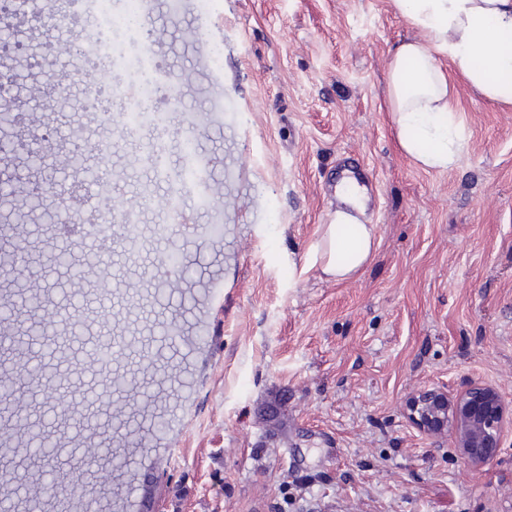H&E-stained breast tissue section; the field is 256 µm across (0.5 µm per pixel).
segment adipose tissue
Masks as SVG:
<instances>
[{
  "mask_svg": "<svg viewBox=\"0 0 512 512\" xmlns=\"http://www.w3.org/2000/svg\"><path fill=\"white\" fill-rule=\"evenodd\" d=\"M418 33L389 57V106L401 151L427 171L457 161L464 143L450 92L460 76L488 101L512 105V0H392ZM316 252L325 275L343 282L364 268L375 245L364 204L341 193Z\"/></svg>",
  "mask_w": 512,
  "mask_h": 512,
  "instance_id": "obj_1",
  "label": "adipose tissue"
}]
</instances>
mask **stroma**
Returning a JSON list of instances; mask_svg holds the SVG:
<instances>
[{
  "label": "stroma",
  "mask_w": 512,
  "mask_h": 512,
  "mask_svg": "<svg viewBox=\"0 0 512 512\" xmlns=\"http://www.w3.org/2000/svg\"><path fill=\"white\" fill-rule=\"evenodd\" d=\"M55 0L30 39L40 86L70 60L42 57L46 40L78 42L87 25L58 26ZM143 28L181 96L163 144L167 170L194 131L213 160L215 198L172 213L170 184L147 164L151 127L115 132L87 111L82 85L41 123L66 145L111 140L112 197L142 204L139 226H112L103 260L119 286L101 297L43 255L58 208L55 173L40 174L43 210L22 222L31 269L61 308L73 342L43 386L23 400L48 414L57 390L107 406L112 381L178 417L173 437L67 423L58 474L86 500L51 512H512V429L492 465L470 468L451 437L419 431L405 411L424 387L494 386L512 404V106L487 102L461 79L453 93L466 131L456 165L418 167L400 150L388 103L391 49L416 37L391 0H204L171 11L154 0ZM353 162L376 246L360 276L326 278L315 259L335 210L339 161ZM222 215L224 233L199 243L196 224ZM177 253L182 288L158 267ZM177 321L181 345L162 331ZM117 329L125 356L100 369L85 343ZM101 445L124 458L100 484L70 450Z\"/></svg>",
  "instance_id": "obj_1"
}]
</instances>
